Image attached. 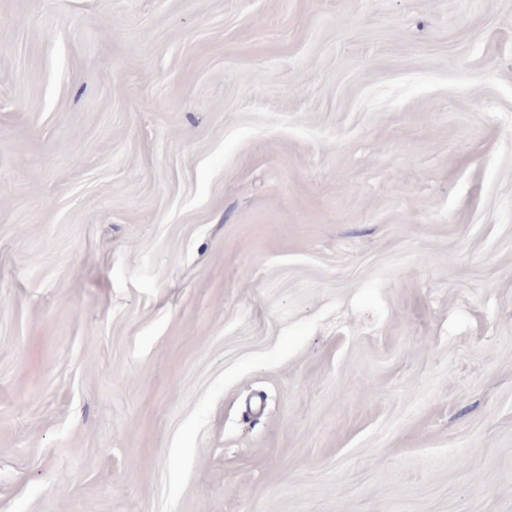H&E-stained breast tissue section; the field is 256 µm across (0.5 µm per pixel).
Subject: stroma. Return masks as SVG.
Masks as SVG:
<instances>
[{
	"instance_id": "35a3bbf8",
	"label": "stroma",
	"mask_w": 512,
	"mask_h": 512,
	"mask_svg": "<svg viewBox=\"0 0 512 512\" xmlns=\"http://www.w3.org/2000/svg\"><path fill=\"white\" fill-rule=\"evenodd\" d=\"M0 512H512V0H0Z\"/></svg>"
}]
</instances>
